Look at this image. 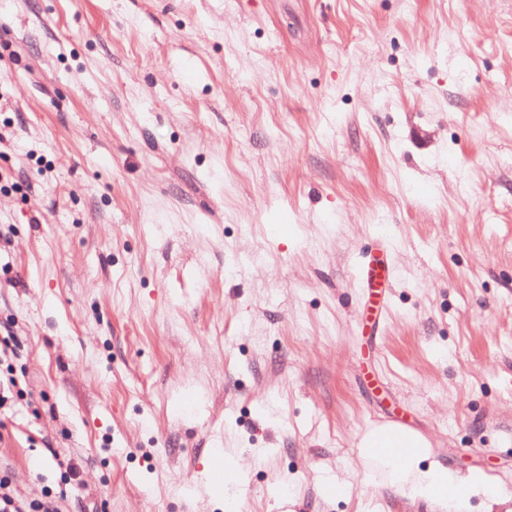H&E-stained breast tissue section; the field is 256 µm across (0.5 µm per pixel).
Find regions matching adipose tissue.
I'll list each match as a JSON object with an SVG mask.
<instances>
[{
    "label": "adipose tissue",
    "mask_w": 512,
    "mask_h": 512,
    "mask_svg": "<svg viewBox=\"0 0 512 512\" xmlns=\"http://www.w3.org/2000/svg\"><path fill=\"white\" fill-rule=\"evenodd\" d=\"M385 441L389 452L378 460L366 461V469L379 473L384 486L395 494L426 504L429 512H469L473 497L484 496L490 507L505 506V499L481 470L453 475L431 458L429 439L401 423L376 425L362 434L358 450Z\"/></svg>",
    "instance_id": "adipose-tissue-1"
}]
</instances>
